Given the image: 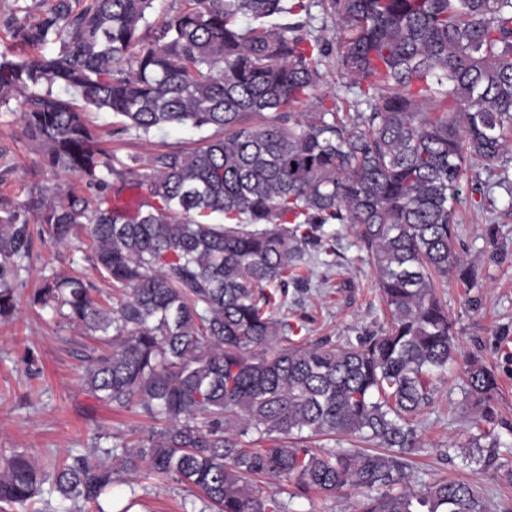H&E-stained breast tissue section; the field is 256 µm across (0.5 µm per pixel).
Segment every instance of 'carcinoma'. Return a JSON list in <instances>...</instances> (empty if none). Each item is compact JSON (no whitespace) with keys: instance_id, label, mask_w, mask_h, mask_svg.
Returning a JSON list of instances; mask_svg holds the SVG:
<instances>
[{"instance_id":"obj_1","label":"carcinoma","mask_w":512,"mask_h":512,"mask_svg":"<svg viewBox=\"0 0 512 512\" xmlns=\"http://www.w3.org/2000/svg\"><path fill=\"white\" fill-rule=\"evenodd\" d=\"M14 2L12 39L57 49L0 52V109L56 177L75 174L94 196L0 198V316L17 307L32 224L59 244L85 229L118 305L58 275L32 303L108 346L87 355L91 396L161 426L104 450L109 463L8 458L0 502L22 507L48 482L68 512H105L121 475L145 467L191 489L200 512H289L260 477L303 496L362 493L363 512H487L463 481L416 484L412 459L432 378L460 355L439 289L474 280L455 248L458 186L472 160L512 153V0H329L330 41L276 22L309 13L306 0H186L153 22L154 0H56L35 22ZM332 53L367 111L341 112L322 90ZM70 91L140 143L180 126L208 135L110 153ZM313 100L318 111H302ZM335 224L357 229L389 327L288 346L304 324L280 309L309 287L315 259L336 264ZM459 378L489 418L497 375L471 358ZM313 436L361 447L311 448Z\"/></svg>"}]
</instances>
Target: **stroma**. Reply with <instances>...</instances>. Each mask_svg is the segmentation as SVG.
<instances>
[{
  "label": "stroma",
  "mask_w": 512,
  "mask_h": 512,
  "mask_svg": "<svg viewBox=\"0 0 512 512\" xmlns=\"http://www.w3.org/2000/svg\"><path fill=\"white\" fill-rule=\"evenodd\" d=\"M86 119L105 148L119 154L147 152L149 147L196 146L199 132L188 128L157 132L151 145L115 134V117L86 110ZM54 185L34 144L6 110H0V198L27 199L35 183ZM512 155L494 165L470 163L460 182L455 209L459 215L456 249L478 271L473 286L449 280L444 297L455 323L462 358H476L494 369L499 391L493 400L494 422H486L464 400L463 383L447 376L435 383L434 399L418 418V431L427 447L415 458L418 481L432 483L455 478L475 487L488 512H512V448L499 449L492 464L465 457L464 448L484 430L505 433L512 426ZM497 230L487 244L488 227ZM86 236L60 245L51 240L36 249L12 286L21 297L16 313L0 318V458L14 454L50 464L52 459L86 455L92 448L135 443L151 425L147 417L102 406L82 387L83 357L95 340L50 311L31 306L28 298L44 277L82 275L99 291L113 288L87 259ZM336 264L314 263L309 288L288 294V318L305 320L294 335L303 344L330 338L346 343L369 331L387 327L371 260L355 231L339 229ZM39 359L41 374L26 372L25 352ZM289 512H358L359 493L333 497L296 495L294 486L280 494ZM199 501L188 488L143 475L114 486L112 512H195Z\"/></svg>",
  "instance_id": "obj_1"
}]
</instances>
